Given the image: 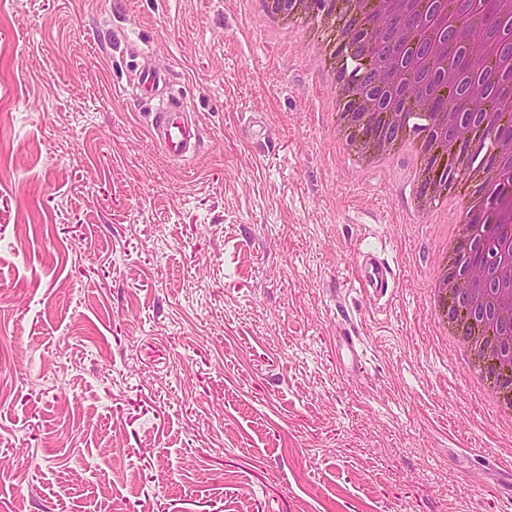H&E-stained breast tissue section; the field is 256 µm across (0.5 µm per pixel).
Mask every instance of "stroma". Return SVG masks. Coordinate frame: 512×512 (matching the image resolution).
Returning a JSON list of instances; mask_svg holds the SVG:
<instances>
[{
	"instance_id": "1",
	"label": "stroma",
	"mask_w": 512,
	"mask_h": 512,
	"mask_svg": "<svg viewBox=\"0 0 512 512\" xmlns=\"http://www.w3.org/2000/svg\"><path fill=\"white\" fill-rule=\"evenodd\" d=\"M267 2L0 0V512H512V422L434 332L448 199L339 153ZM365 251L386 295L338 285ZM148 127L155 145L170 159H186L199 146V128L191 121L188 106L181 99H159L153 120ZM356 340V336H343L339 345L336 346V361L344 371L349 368L353 370L362 362Z\"/></svg>"
}]
</instances>
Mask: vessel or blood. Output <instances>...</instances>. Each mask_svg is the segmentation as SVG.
Returning a JSON list of instances; mask_svg holds the SVG:
<instances>
[{"instance_id":"b4317fda","label":"vessel or blood","mask_w":512,"mask_h":512,"mask_svg":"<svg viewBox=\"0 0 512 512\" xmlns=\"http://www.w3.org/2000/svg\"><path fill=\"white\" fill-rule=\"evenodd\" d=\"M149 132L155 145L170 159L183 160L192 155L200 142V131L189 117L187 104L183 100L159 101ZM390 269L381 261L369 256H360L354 287L383 294L390 286ZM336 361L340 367H358L362 362L355 337H342L336 348Z\"/></svg>"}]
</instances>
